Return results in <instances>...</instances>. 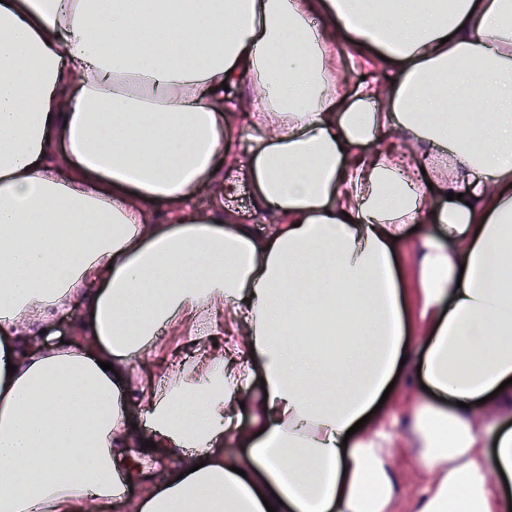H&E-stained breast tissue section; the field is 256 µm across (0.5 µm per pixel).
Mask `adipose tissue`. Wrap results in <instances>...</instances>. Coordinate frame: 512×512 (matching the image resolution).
<instances>
[{
  "mask_svg": "<svg viewBox=\"0 0 512 512\" xmlns=\"http://www.w3.org/2000/svg\"><path fill=\"white\" fill-rule=\"evenodd\" d=\"M343 44L391 81L339 95ZM219 155L276 223L195 206ZM427 223L407 270L397 242ZM504 266L512 0H0V512H512ZM164 333L202 359L141 372ZM408 363L431 398L406 504L379 401Z\"/></svg>",
  "mask_w": 512,
  "mask_h": 512,
  "instance_id": "1",
  "label": "adipose tissue"
}]
</instances>
